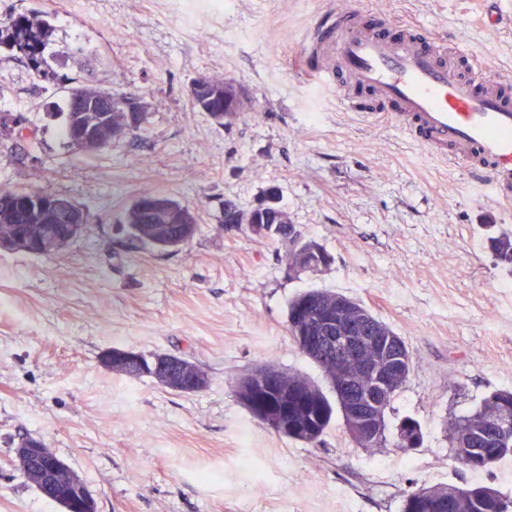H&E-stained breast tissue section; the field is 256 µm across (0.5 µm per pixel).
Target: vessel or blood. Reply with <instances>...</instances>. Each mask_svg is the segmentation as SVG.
Here are the masks:
<instances>
[{
	"label": "vessel or blood",
	"instance_id": "b4317fda",
	"mask_svg": "<svg viewBox=\"0 0 512 512\" xmlns=\"http://www.w3.org/2000/svg\"><path fill=\"white\" fill-rule=\"evenodd\" d=\"M299 64L308 81L335 87L346 109L402 126L512 204V84L491 79L446 36L350 0L315 17Z\"/></svg>",
	"mask_w": 512,
	"mask_h": 512
}]
</instances>
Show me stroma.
I'll list each match as a JSON object with an SVG mask.
<instances>
[{"label":"stroma","instance_id":"35a3bbf8","mask_svg":"<svg viewBox=\"0 0 512 512\" xmlns=\"http://www.w3.org/2000/svg\"><path fill=\"white\" fill-rule=\"evenodd\" d=\"M346 0H0V21L39 11L46 49L77 79L140 97L141 128L86 156L63 135L62 93L0 48V110L37 127L0 135V189L53 193L86 209L81 237L52 256L0 253V512H60L17 467L43 441L87 484L96 512H402L421 485L512 495V458L484 471L456 460L455 420L512 391V274L488 239L512 236V206L397 124L345 109L292 60L315 14ZM445 34L512 80V0H360ZM503 21L484 25L487 14ZM232 78L245 109L216 123L190 109L201 76ZM188 206L192 241L162 251L131 237L142 191ZM332 261L288 269L285 242L224 221L269 192ZM328 288L407 342L411 375L388 411L384 448H359L342 417L318 446L265 428L235 393L267 359L323 383L294 348L290 299ZM115 348L189 359L206 387L180 393L113 372ZM418 448L393 445L403 417Z\"/></svg>","mask_w":512,"mask_h":512}]
</instances>
